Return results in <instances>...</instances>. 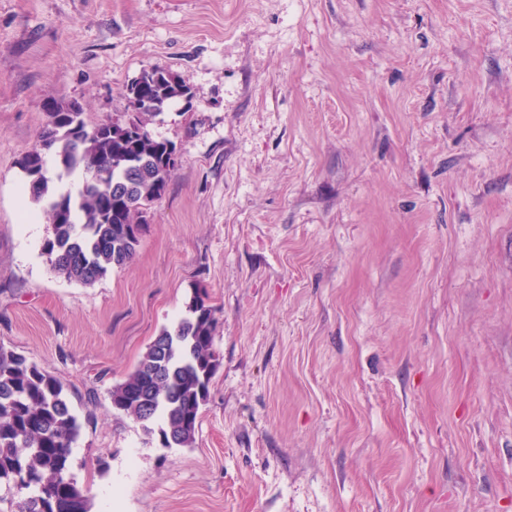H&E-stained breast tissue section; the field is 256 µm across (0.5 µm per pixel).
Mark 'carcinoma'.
<instances>
[{
    "mask_svg": "<svg viewBox=\"0 0 512 512\" xmlns=\"http://www.w3.org/2000/svg\"><path fill=\"white\" fill-rule=\"evenodd\" d=\"M187 87L169 70L150 69L126 88L127 111L88 126L84 113L56 104L38 144L20 160L30 197L51 224L43 245L52 270L91 287L135 257L145 214L165 195L175 172L163 162L169 141L149 125L179 101ZM50 151L57 179L80 170L77 193L58 192L47 176ZM218 309L193 290L187 315L163 328L125 378L112 386L115 408L149 433L158 424L165 446L195 443L201 408L220 365L214 348ZM81 424L63 386L26 356L0 343V487L12 493L8 512H90L70 474Z\"/></svg>",
    "mask_w": 512,
    "mask_h": 512,
    "instance_id": "carcinoma-1",
    "label": "carcinoma"
}]
</instances>
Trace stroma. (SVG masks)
<instances>
[{
  "label": "stroma",
  "mask_w": 512,
  "mask_h": 512,
  "mask_svg": "<svg viewBox=\"0 0 512 512\" xmlns=\"http://www.w3.org/2000/svg\"><path fill=\"white\" fill-rule=\"evenodd\" d=\"M150 68L181 163L67 282L18 162ZM196 288L220 366L168 448L109 390ZM0 343L62 382L91 512H512V0H0Z\"/></svg>",
  "instance_id": "35a3bbf8"
}]
</instances>
